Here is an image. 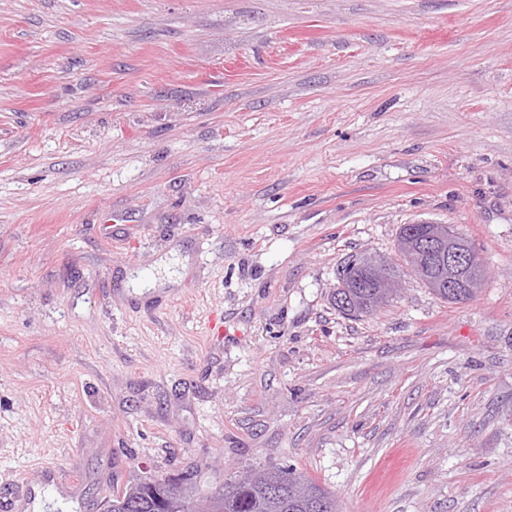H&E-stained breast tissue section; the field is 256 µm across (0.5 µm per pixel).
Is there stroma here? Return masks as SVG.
<instances>
[{
	"instance_id": "1",
	"label": "stroma",
	"mask_w": 512,
	"mask_h": 512,
	"mask_svg": "<svg viewBox=\"0 0 512 512\" xmlns=\"http://www.w3.org/2000/svg\"><path fill=\"white\" fill-rule=\"evenodd\" d=\"M417 222L477 296L340 313ZM259 463L512 512V0H0V499ZM469 257V245L462 239L460 234L452 231L448 226V253L443 251L436 256L435 265L438 276L430 283V286L431 288H436L437 291H439L438 289L440 288H448V293L449 288H461L460 292L462 298H449L448 294L431 290L436 295L440 296V298L454 303H461L473 299L482 285L486 272L485 266L481 258H479L483 271L482 276L478 281L474 293L467 292L466 288H468V285L465 281L468 280ZM461 286H465L466 288Z\"/></svg>"
}]
</instances>
